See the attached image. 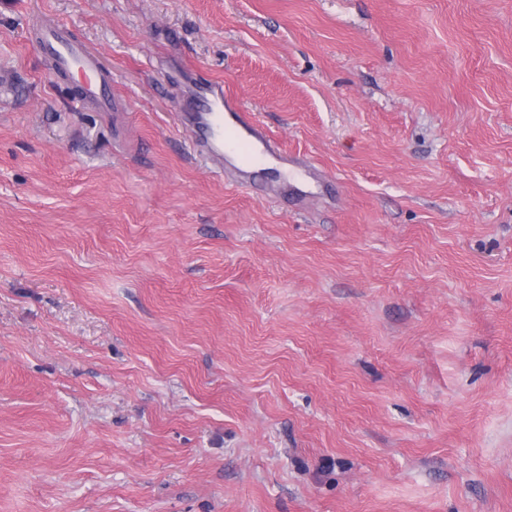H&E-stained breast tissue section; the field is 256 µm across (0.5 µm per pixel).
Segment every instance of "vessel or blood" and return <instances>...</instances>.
<instances>
[{
  "label": "vessel or blood",
  "mask_w": 512,
  "mask_h": 512,
  "mask_svg": "<svg viewBox=\"0 0 512 512\" xmlns=\"http://www.w3.org/2000/svg\"><path fill=\"white\" fill-rule=\"evenodd\" d=\"M41 42L61 70L86 75V99L106 111L115 108L111 82L98 78L94 57L85 47L69 40L64 24L44 29ZM192 101V106L181 112L180 122L194 153L209 160L212 168L230 173L237 185L251 186L255 174L278 167L287 168L288 180L271 182L269 197H277L286 189L297 190L306 181H318L314 168L283 152L254 113L248 112L223 85L212 81L197 83Z\"/></svg>",
  "instance_id": "1"
}]
</instances>
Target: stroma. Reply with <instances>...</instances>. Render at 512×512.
Returning <instances> with one entry per match:
<instances>
[{
  "instance_id": "obj_1",
  "label": "stroma",
  "mask_w": 512,
  "mask_h": 512,
  "mask_svg": "<svg viewBox=\"0 0 512 512\" xmlns=\"http://www.w3.org/2000/svg\"><path fill=\"white\" fill-rule=\"evenodd\" d=\"M0 512H512V0H0ZM40 38L43 49L55 58L61 70L81 72L88 76L83 85L86 99L102 110L109 111L115 108L116 103L112 99V83L98 78L94 57L85 47L69 40L64 24L59 23L44 29ZM191 97L193 105L179 114L194 153L209 160L219 172H229L237 185L248 188L254 174L285 166L288 185L271 182L269 198H276L287 186L290 191L300 192L301 182H318L320 177L314 168L283 152L254 113L248 112L223 85L212 81L197 83Z\"/></svg>"
}]
</instances>
